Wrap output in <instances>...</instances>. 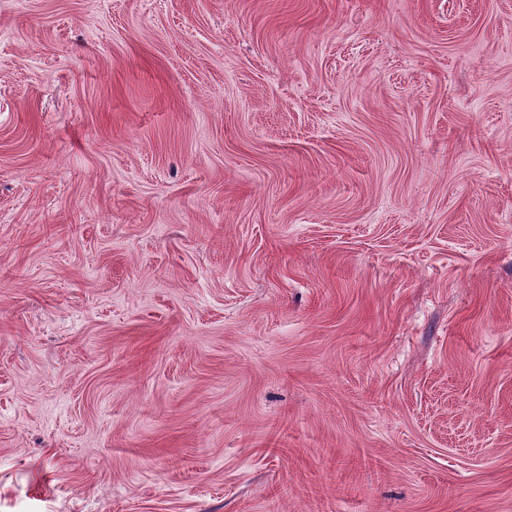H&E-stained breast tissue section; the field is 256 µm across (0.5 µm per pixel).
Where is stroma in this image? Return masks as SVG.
<instances>
[{"label": "stroma", "mask_w": 512, "mask_h": 512, "mask_svg": "<svg viewBox=\"0 0 512 512\" xmlns=\"http://www.w3.org/2000/svg\"><path fill=\"white\" fill-rule=\"evenodd\" d=\"M0 512H512V0H0Z\"/></svg>", "instance_id": "stroma-1"}]
</instances>
